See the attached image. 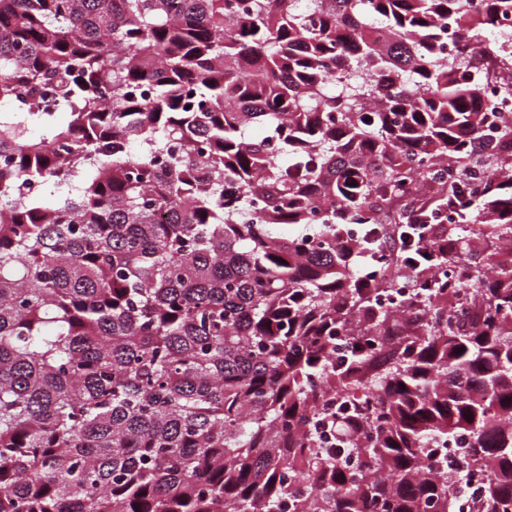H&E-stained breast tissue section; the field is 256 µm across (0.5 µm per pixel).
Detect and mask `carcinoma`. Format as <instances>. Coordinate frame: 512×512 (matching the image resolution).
<instances>
[{
    "label": "carcinoma",
    "instance_id": "obj_1",
    "mask_svg": "<svg viewBox=\"0 0 512 512\" xmlns=\"http://www.w3.org/2000/svg\"><path fill=\"white\" fill-rule=\"evenodd\" d=\"M511 11L0 0V512H512ZM410 237L412 235L409 232L397 229L392 224H387L383 228L377 229L375 236L372 238L377 254L390 253L399 258L402 275L408 285L412 284L413 266L409 261L410 258L405 257L404 254L408 250Z\"/></svg>",
    "mask_w": 512,
    "mask_h": 512
}]
</instances>
